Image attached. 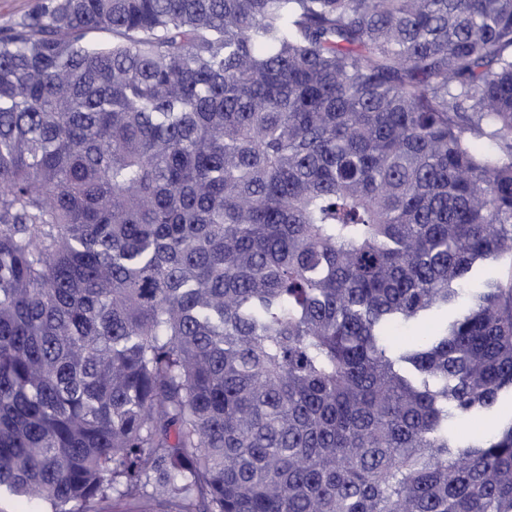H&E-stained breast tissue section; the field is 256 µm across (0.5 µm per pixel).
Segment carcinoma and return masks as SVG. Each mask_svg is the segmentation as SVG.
Segmentation results:
<instances>
[{
	"instance_id": "1",
	"label": "carcinoma",
	"mask_w": 512,
	"mask_h": 512,
	"mask_svg": "<svg viewBox=\"0 0 512 512\" xmlns=\"http://www.w3.org/2000/svg\"><path fill=\"white\" fill-rule=\"evenodd\" d=\"M502 262L512 0H41L0 28V495L512 512V420L448 432L512 391V275L469 287Z\"/></svg>"
}]
</instances>
